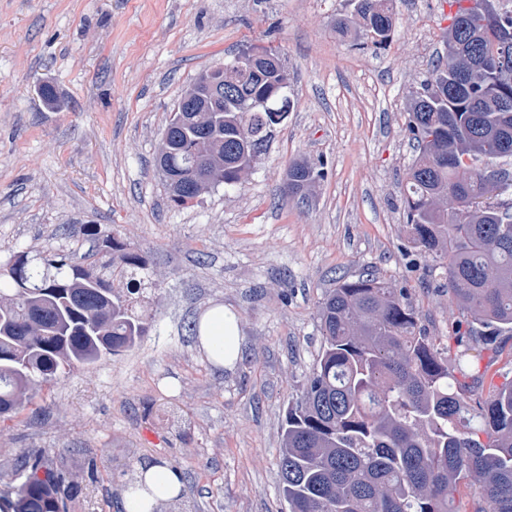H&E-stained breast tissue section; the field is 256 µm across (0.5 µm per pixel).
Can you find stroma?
<instances>
[{"label": "stroma", "instance_id": "obj_1", "mask_svg": "<svg viewBox=\"0 0 512 512\" xmlns=\"http://www.w3.org/2000/svg\"><path fill=\"white\" fill-rule=\"evenodd\" d=\"M458 8L394 0L378 48L352 0H0V263L62 250L100 271L108 255L80 232L98 225L145 257L149 325L133 348L61 371L39 410L0 427V485L34 448L81 484L68 512H126L151 462L183 493L159 512H289L282 424L317 360L318 305L367 268L408 289L470 402L512 384V331L460 356L466 314L404 215L408 107ZM256 47L282 56L292 111L238 183L175 204L155 158L178 100ZM296 162L324 169L303 199L283 194ZM216 305L243 336L230 370L189 329Z\"/></svg>", "mask_w": 512, "mask_h": 512}]
</instances>
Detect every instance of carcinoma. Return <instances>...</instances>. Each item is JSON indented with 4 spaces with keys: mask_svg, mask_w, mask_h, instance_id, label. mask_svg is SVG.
<instances>
[{
    "mask_svg": "<svg viewBox=\"0 0 512 512\" xmlns=\"http://www.w3.org/2000/svg\"><path fill=\"white\" fill-rule=\"evenodd\" d=\"M494 23L483 25L484 9ZM356 14L372 43H385L395 23L392 0H356ZM512 32V10L475 0L458 10L445 36L448 51L411 108L409 133L418 151L407 173L404 212L413 241L439 257L449 291L473 324L457 328L470 350L475 336L493 342L512 330V212L483 207L487 163L512 159V76L490 63L464 75L458 57L478 58L488 43ZM240 57L224 64V105L206 126L168 127L171 169L206 153L224 157L216 183L232 185L256 163L241 147L270 135L274 112L260 100L281 99L288 70L266 62L259 74L236 72ZM323 172L295 163L288 196ZM453 202L439 210L433 198ZM83 235L111 254L112 267L140 293L143 257L95 224ZM0 423L12 422L66 367L90 366L131 347L148 330L126 299L65 258L19 251L0 264ZM322 342L303 397L288 410L280 458L281 489L289 512H512V385L472 406L452 381L436 340L417 327L403 288L367 273L343 281L320 302ZM479 427L459 428L464 415ZM483 434L486 440L478 435ZM20 483L5 485L12 512H66L82 492L40 450L15 463ZM472 489L448 499V487Z\"/></svg>",
    "mask_w": 512,
    "mask_h": 512,
    "instance_id": "cac0c4a2",
    "label": "carcinoma"
}]
</instances>
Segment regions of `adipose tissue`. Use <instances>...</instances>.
<instances>
[{
	"label": "adipose tissue",
	"instance_id": "1",
	"mask_svg": "<svg viewBox=\"0 0 512 512\" xmlns=\"http://www.w3.org/2000/svg\"><path fill=\"white\" fill-rule=\"evenodd\" d=\"M197 339L216 367L233 369L241 357L238 318L224 306L212 307L203 314ZM145 482V489L126 493V512H152L156 501L173 498L180 489L177 474L165 466L149 467Z\"/></svg>",
	"mask_w": 512,
	"mask_h": 512
}]
</instances>
